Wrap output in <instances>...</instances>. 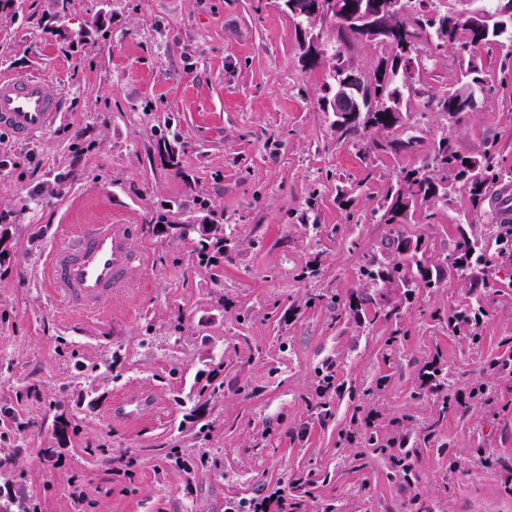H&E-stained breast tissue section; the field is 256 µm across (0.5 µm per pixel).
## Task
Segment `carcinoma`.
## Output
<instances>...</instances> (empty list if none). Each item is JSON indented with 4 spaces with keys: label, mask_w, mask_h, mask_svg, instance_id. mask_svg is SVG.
I'll use <instances>...</instances> for the list:
<instances>
[{
    "label": "carcinoma",
    "mask_w": 512,
    "mask_h": 512,
    "mask_svg": "<svg viewBox=\"0 0 512 512\" xmlns=\"http://www.w3.org/2000/svg\"><path fill=\"white\" fill-rule=\"evenodd\" d=\"M432 2L434 0H407L405 11L384 24L381 32L383 47L395 51V54L381 57L374 71L365 76L361 106L368 120L362 125L350 119L332 122L338 139L344 141L360 140L366 133L380 129L398 130L400 134L393 138H372L368 143L369 150L377 155L418 153L423 158L420 166L403 169L399 175L377 184L380 204L372 211L370 221L386 225L388 235L382 245V255L370 256L359 268L360 280L371 292L355 302L336 295L334 324L345 323L352 317L357 319L363 314L368 326H387L381 342V359L388 365L408 343L411 330L402 321V305L387 299V283L396 282L407 294L415 288H424L433 293L450 278L464 283L471 295L470 302L446 311L437 309L431 318L446 325L448 334L465 337L468 349L474 350L480 348L483 342L478 330L480 319L491 318L495 311V303L489 298L492 283L486 273L512 261V220L504 218L506 213L512 212V197L503 192L491 195L485 186L487 182L495 186L512 180V169L505 168L499 159L497 141L486 140L483 153L467 159L456 152L446 136L425 144L419 122L412 120L410 113L405 111L414 100L421 107L422 118L429 112H443L449 116L452 109L460 106V93L476 102L486 98L491 87L484 79L483 65L476 60L473 49L481 44H502L506 36H512V22H503L498 18L501 0H494V4L486 10L488 20L482 29L474 28L462 13L434 14ZM461 29L467 34L462 42L458 40ZM336 33V43L322 49L332 80L325 86L327 93L336 90L345 55L361 43L357 29L350 23L336 25ZM424 42L434 54L441 53L450 45L456 46L462 77L460 87L437 93L424 84H406L409 64H421L418 50ZM399 110L404 111L406 120L398 122L393 117V113ZM458 188L467 191L469 206L475 211L483 208L487 201H495V206L484 211L488 224L480 225L475 231L464 229L468 217H463L456 225L457 235L452 249L435 259L426 238H413L405 234L402 227L404 221L421 207L424 208L423 223H434L438 210L448 207L451 194ZM225 247L226 240L222 236L199 239V264H212L216 256L224 255ZM486 371L511 380L512 354L489 361ZM315 376V395L305 400L306 407L312 416L326 419L332 415L334 375L327 366L317 368ZM379 389V382L351 389L350 398L358 401V404L354 406L350 425L343 433L342 440L354 447L371 448L387 456L391 463V475L387 479L398 477L408 482L414 473L410 464L411 451L405 448L406 432L413 418L403 415L391 420L390 433L359 423L360 401ZM202 391L211 395L224 391V362L220 361L209 369ZM470 394L471 399L481 405H495V414H512L511 407L494 404L493 391L483 383L471 384ZM451 407L466 409L465 405L445 394L439 403L438 417L423 425L420 431L423 443L440 452L448 448L442 442L441 429L442 420ZM320 478L321 474L313 469L291 474L288 485L299 496L285 508L300 512L305 505L301 496L310 494V489L320 482Z\"/></svg>",
    "instance_id": "1"
}]
</instances>
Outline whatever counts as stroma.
<instances>
[{
	"instance_id": "1",
	"label": "stroma",
	"mask_w": 512,
	"mask_h": 512,
	"mask_svg": "<svg viewBox=\"0 0 512 512\" xmlns=\"http://www.w3.org/2000/svg\"><path fill=\"white\" fill-rule=\"evenodd\" d=\"M300 41L280 0H69L62 15L56 0H14L0 13V67L65 78L55 126L27 143L0 132V160L10 162L0 178L10 230V257L0 264V500L36 512H224L314 461L335 477L305 512L336 498L350 512H407L415 495L440 512H512L501 468L512 463V418L471 404L467 384L453 387L469 409L448 414L451 455L421 449L412 458L420 481L403 487L388 483L385 459L372 456L360 498L350 494L356 475L337 466L353 453L337 443L345 389L330 419L309 417L303 397L315 368L330 362L341 383L384 378L364 404L369 424L400 414L428 419L433 386L424 373L435 352L478 379L504 355L498 341L512 336V274L494 279L497 311L481 326L476 352L429 319L466 303L452 280L405 303L412 336L391 365L379 363L364 323L329 328L331 295L360 294L358 268L380 252L387 228L353 225L360 247L351 251L339 235L313 244L310 224L369 214L379 197L367 172L386 178L419 157L369 160L365 142L337 140L320 107L326 71L307 66ZM475 54L493 93L461 121L431 116L426 136L446 134L469 157L496 137L512 166V64L499 47ZM457 76L450 48L423 59L414 80L445 90ZM173 200L182 204L176 221L205 208L223 213L234 247L219 267L198 266L193 239L145 224ZM467 208L461 193L433 225L412 216L405 227L434 252L448 251ZM108 223L132 225L148 262L130 268L132 291L79 316L51 288L46 257L79 225ZM308 265L316 275L296 280ZM314 289L329 298L310 309ZM275 300L280 314L265 320L263 307ZM223 356V394L193 398ZM244 383L251 395L240 394ZM174 448L208 462L185 475L168 456Z\"/></svg>"
}]
</instances>
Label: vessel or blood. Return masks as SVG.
Segmentation results:
<instances>
[{
  "mask_svg": "<svg viewBox=\"0 0 512 512\" xmlns=\"http://www.w3.org/2000/svg\"><path fill=\"white\" fill-rule=\"evenodd\" d=\"M62 110L59 82L46 74H0V131L26 143L52 128ZM128 225L87 224L55 244L47 275L61 299L81 315L96 314L112 294L130 290L129 268L145 263Z\"/></svg>",
  "mask_w": 512,
  "mask_h": 512,
  "instance_id": "vessel-or-blood-1",
  "label": "vessel or blood"
}]
</instances>
